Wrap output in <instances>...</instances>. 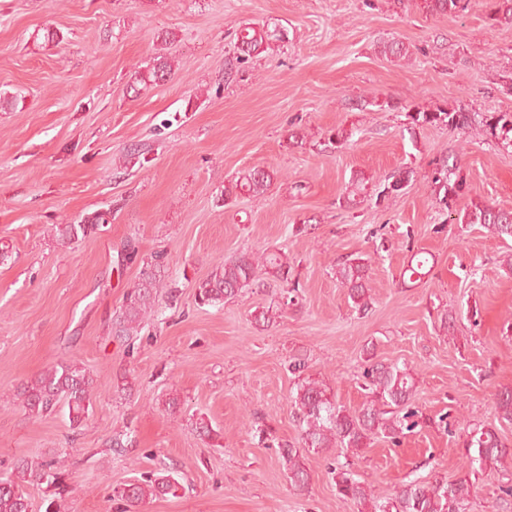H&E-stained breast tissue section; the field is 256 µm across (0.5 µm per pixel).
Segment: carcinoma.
Returning <instances> with one entry per match:
<instances>
[{"instance_id":"cac0c4a2","label":"carcinoma","mask_w":512,"mask_h":512,"mask_svg":"<svg viewBox=\"0 0 512 512\" xmlns=\"http://www.w3.org/2000/svg\"><path fill=\"white\" fill-rule=\"evenodd\" d=\"M431 15L456 14L467 11L471 0H420ZM494 21L498 25H512V0H491ZM285 33L281 29L263 24L246 26L237 35L236 61L245 63L272 49L282 41ZM173 61L165 54L153 59L148 75L139 77L141 82L158 83L171 76ZM411 124H443L451 129L466 130L473 125L474 118L467 112L438 109L434 112L408 113ZM479 124L490 137L503 145L512 147V114L487 112L481 115ZM276 174L273 171L253 168L245 171L236 180L224 187V204H229L240 194L263 195L271 186ZM408 183V176L398 174L392 181L381 186L377 197H386L401 192ZM436 204L450 209V202L464 195L466 181L461 175L457 157L444 155L433 162L430 177ZM367 180L363 175H354L342 197L343 205L350 209L358 204L357 197L364 193ZM461 224H481L493 234L512 238V210L496 209L481 202H470L458 212ZM107 223L102 214H96L82 224H59L55 228L58 241L68 244L80 236L95 232L99 225ZM290 264L288 258L279 253L255 257L247 253L224 260L211 274L198 284L197 298L203 305H219L240 292L252 287L261 275L271 274L288 280ZM370 264L360 256H349L336 266V280L349 291L353 307L359 311L367 309L366 300ZM162 287L156 274L145 275L130 292L113 319L115 333L130 337L138 332L145 319L151 316L155 305L154 290ZM363 389L366 399L362 406L351 411L336 401L324 384L306 378L295 385L290 402L299 418L302 447L290 445L281 449V456L288 467L290 481L298 491L308 488L310 475L302 461L306 451L321 452L329 448H341L352 453L366 448L377 438L394 444L412 431L418 422L417 412L411 408L415 395L416 379L406 365L382 361L367 364L363 373ZM94 379L85 369L73 364L59 363L46 369L17 391L29 413L43 416L56 410L59 403L68 407L72 425H79L92 406ZM496 404L501 418L512 421V389L504 388L496 395ZM463 457L468 461L471 475L477 478L484 472L503 464L512 455L496 432L484 425H468L460 435ZM335 484L343 498L365 501L374 500V512H459L472 492L471 481L424 483L411 481L399 487L386 498H377L361 482L353 477L349 463H337ZM64 458L52 457L35 461L20 458L14 465V476L0 477V512H30L31 503L22 489L26 479L42 481L53 488V493L43 502L44 512H60L59 501L68 493L65 482ZM179 482L162 471L150 473L140 479L113 488V496L126 502L133 509L149 499H160L176 495Z\"/></svg>"}]
</instances>
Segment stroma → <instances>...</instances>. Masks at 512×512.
I'll return each mask as SVG.
<instances>
[{
    "instance_id": "35a3bbf8",
    "label": "stroma",
    "mask_w": 512,
    "mask_h": 512,
    "mask_svg": "<svg viewBox=\"0 0 512 512\" xmlns=\"http://www.w3.org/2000/svg\"><path fill=\"white\" fill-rule=\"evenodd\" d=\"M249 24L288 37L240 66L236 33ZM386 41L410 58L384 56ZM161 53L173 75L135 85ZM1 96L14 105L0 109V476L24 457H66L61 512H123L113 487L161 468L177 497L138 512H372L337 493V461L384 496L468 478L441 415L512 446L494 399L512 387V241L452 220L429 183L433 159L454 153L466 199L512 210V148L407 118L512 113V29L494 24L487 0L434 16L410 0H0ZM335 130L349 142L330 144ZM254 167L276 171L267 193L225 204V185ZM403 171L404 191L375 198ZM356 174L371 194L350 210L339 200ZM97 213L108 221L96 232L58 241L55 225ZM420 250L429 275L403 283ZM242 252L285 254L287 280L265 275L200 304L198 283ZM352 254L370 259L362 314L335 276ZM158 256V312L117 339L112 319ZM265 309L274 322L263 327L254 315ZM370 354L413 370L421 426L397 446L305 453L312 480L297 493L280 455L301 434L291 391L317 379L357 410ZM60 362L95 379L77 427L67 406L34 417L16 396ZM169 394L181 402L174 417ZM202 420L212 438L196 432ZM510 480V464L485 473L461 512H512L497 490Z\"/></svg>"
}]
</instances>
